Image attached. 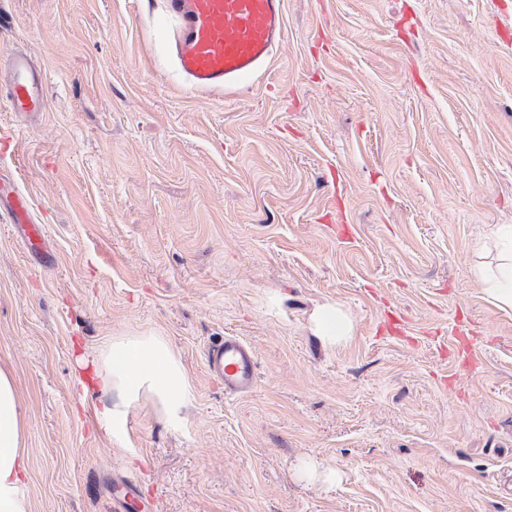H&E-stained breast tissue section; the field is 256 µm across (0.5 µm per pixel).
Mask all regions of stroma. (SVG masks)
Segmentation results:
<instances>
[{
  "mask_svg": "<svg viewBox=\"0 0 512 512\" xmlns=\"http://www.w3.org/2000/svg\"><path fill=\"white\" fill-rule=\"evenodd\" d=\"M512 0H286L239 88L184 83L163 0H0L44 111L0 97V364L22 395L32 512H512V309L478 266L512 224ZM342 304L353 336H319ZM164 336L191 383L122 443L79 359ZM254 350L252 392L205 366ZM313 461L315 479L301 476ZM131 477L137 497L113 503ZM11 218L13 224L21 225L26 242L31 250L42 251L45 236L44 226L35 224L29 214V205L26 197L17 193L12 198ZM315 327L319 336L341 344L353 336V325L345 308L339 304L323 306L315 316ZM208 373L224 384L226 395L251 392L257 382V360L252 347L238 336H224L206 353Z\"/></svg>",
  "mask_w": 512,
  "mask_h": 512,
  "instance_id": "1",
  "label": "stroma"
}]
</instances>
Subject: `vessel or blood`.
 Here are the masks:
<instances>
[{"label": "vessel or blood", "instance_id": "obj_1", "mask_svg": "<svg viewBox=\"0 0 512 512\" xmlns=\"http://www.w3.org/2000/svg\"><path fill=\"white\" fill-rule=\"evenodd\" d=\"M286 0H163L172 21L176 67L197 91L232 90L260 71L282 45ZM0 86L12 112L31 116L45 108V75L26 53L14 55ZM13 223L21 225L31 250H40L43 225L34 223L24 195L13 196ZM206 368L228 395L251 392L257 382L252 347L237 336L208 348Z\"/></svg>", "mask_w": 512, "mask_h": 512}]
</instances>
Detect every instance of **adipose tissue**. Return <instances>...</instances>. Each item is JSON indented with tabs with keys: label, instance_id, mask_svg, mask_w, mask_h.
I'll list each match as a JSON object with an SVG mask.
<instances>
[{
	"label": "adipose tissue",
	"instance_id": "adipose-tissue-1",
	"mask_svg": "<svg viewBox=\"0 0 512 512\" xmlns=\"http://www.w3.org/2000/svg\"><path fill=\"white\" fill-rule=\"evenodd\" d=\"M500 262L495 270L478 268L491 301L512 308V225L496 231ZM83 392H96L111 435H118L131 404L149 396L162 419L178 424L190 396V382L165 337L114 336L102 342ZM26 485L25 420L11 370L0 366V512H31Z\"/></svg>",
	"mask_w": 512,
	"mask_h": 512
}]
</instances>
